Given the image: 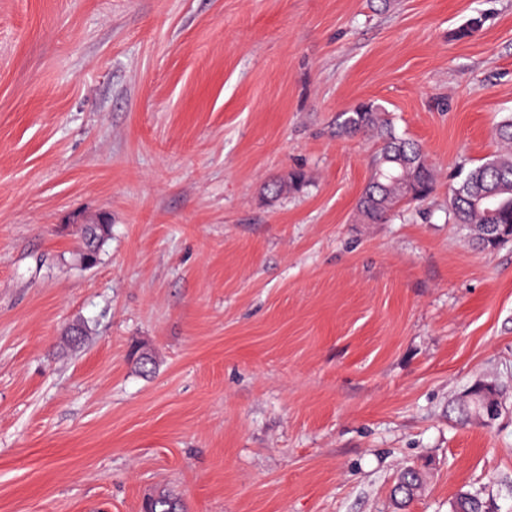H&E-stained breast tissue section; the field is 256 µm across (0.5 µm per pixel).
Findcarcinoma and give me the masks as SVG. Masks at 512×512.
<instances>
[{"label":"carcinoma","instance_id":"cac0c4a2","mask_svg":"<svg viewBox=\"0 0 512 512\" xmlns=\"http://www.w3.org/2000/svg\"><path fill=\"white\" fill-rule=\"evenodd\" d=\"M336 126L342 134L369 135L381 141L372 160L370 180L357 204L358 223L381 224L401 202H421L434 191L437 174L429 156L420 144L393 133L389 112L380 105L359 103L340 113ZM494 137L498 149L480 164L460 171L449 202L453 222L470 230L479 249H494L512 241V117L497 123ZM305 184L304 174L295 171L288 180L269 184L267 190L278 197L296 193ZM109 234L107 224L83 225L80 261H98ZM483 389L482 384L475 387L469 399L459 403L461 419L475 417L476 403L485 401ZM422 485L419 470L402 468L393 488L397 505L406 506ZM143 509L184 512V503L179 495L163 489L148 498ZM452 512H492V505L477 492L461 490L453 501Z\"/></svg>","mask_w":512,"mask_h":512}]
</instances>
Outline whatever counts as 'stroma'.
<instances>
[{
  "instance_id": "obj_1",
  "label": "stroma",
  "mask_w": 512,
  "mask_h": 512,
  "mask_svg": "<svg viewBox=\"0 0 512 512\" xmlns=\"http://www.w3.org/2000/svg\"><path fill=\"white\" fill-rule=\"evenodd\" d=\"M363 101L441 172L383 224ZM510 115L512 0H0V512H512V246L448 215ZM109 234L110 227L107 224H84L81 228L80 261L85 264V259H89L96 264ZM423 475L414 467H404L400 470L393 488V496L398 506L405 507L421 490ZM144 512H184L181 497L174 492L163 489L148 498L143 506ZM452 512H492V505L478 492L460 490L452 504Z\"/></svg>"
}]
</instances>
